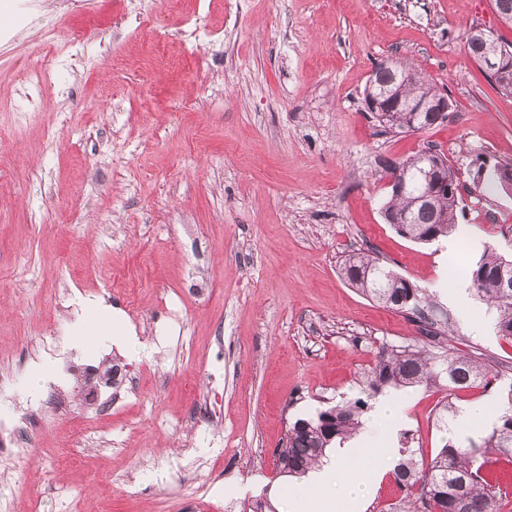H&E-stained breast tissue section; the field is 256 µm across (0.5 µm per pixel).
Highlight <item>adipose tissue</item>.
<instances>
[{
  "label": "adipose tissue",
  "instance_id": "adipose-tissue-1",
  "mask_svg": "<svg viewBox=\"0 0 512 512\" xmlns=\"http://www.w3.org/2000/svg\"><path fill=\"white\" fill-rule=\"evenodd\" d=\"M75 333L80 337L121 336L128 346L137 344L121 313L103 303L94 306L92 315L78 323ZM362 453L358 443L335 449L319 467L302 478L298 497L288 500V512H337L344 501L365 503L372 484L354 469Z\"/></svg>",
  "mask_w": 512,
  "mask_h": 512
}]
</instances>
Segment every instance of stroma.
<instances>
[{"instance_id":"1","label":"stroma","mask_w":512,"mask_h":512,"mask_svg":"<svg viewBox=\"0 0 512 512\" xmlns=\"http://www.w3.org/2000/svg\"><path fill=\"white\" fill-rule=\"evenodd\" d=\"M0 0V426L28 410L38 443L0 449V512H249L297 478L273 451L291 419L359 396L382 345L417 325L351 287L371 248L447 311L444 344L512 380V340L448 298L485 248L512 255V96L470 57L474 25L512 40L491 0ZM403 58L453 110L384 132L364 88ZM44 68L28 84L21 72ZM460 182L476 237L416 243L383 218L388 166L424 145ZM118 307L148 347L80 346L83 303ZM46 389L27 379L46 360ZM120 370L100 383L97 373ZM399 425L430 459L438 410L496 387L406 388Z\"/></svg>"}]
</instances>
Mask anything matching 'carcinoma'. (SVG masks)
<instances>
[{"mask_svg":"<svg viewBox=\"0 0 512 512\" xmlns=\"http://www.w3.org/2000/svg\"><path fill=\"white\" fill-rule=\"evenodd\" d=\"M365 88L364 98L387 102L401 108L394 112H376L374 118L385 130L396 133L419 132L444 122L439 112H422L412 123L405 111L409 102L443 98V89L429 81L404 61L390 69L375 67ZM442 156L437 183L420 179V170L429 154ZM410 189L391 192L383 206L390 215L407 214L406 224L395 225L404 237L419 243L446 238L458 228L462 194L453 167L443 152L427 147L403 162ZM434 196L432 208L416 202L420 192ZM342 277L363 295L384 307L404 313L418 324L420 332L436 339L444 335L448 317L436 312L429 294L390 269L372 251L346 256L340 266ZM512 272V259L488 247L467 270L475 295L497 315L501 336L512 339V289L502 287V275ZM495 375L479 362L435 344L382 346L376 361L365 374L367 398L343 401L318 410L314 415L297 418L288 424L283 447L276 450L278 469L285 476H301L327 456V449L351 438L363 427L362 416L368 410L367 399L385 388H442L467 390L489 386ZM498 416L478 441L462 446L447 440L434 458L425 463L416 450L402 448L393 467L395 482L406 495L393 507L395 512H501L504 487L494 467L512 462V385L500 392Z\"/></svg>","mask_w":512,"mask_h":512,"instance_id":"obj_1","label":"carcinoma"}]
</instances>
